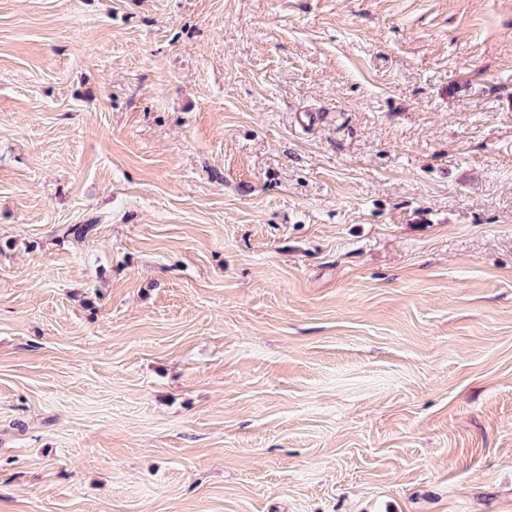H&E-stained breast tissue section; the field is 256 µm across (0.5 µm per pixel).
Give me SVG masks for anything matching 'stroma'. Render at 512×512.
I'll list each match as a JSON object with an SVG mask.
<instances>
[{
  "instance_id": "35a3bbf8",
  "label": "stroma",
  "mask_w": 512,
  "mask_h": 512,
  "mask_svg": "<svg viewBox=\"0 0 512 512\" xmlns=\"http://www.w3.org/2000/svg\"><path fill=\"white\" fill-rule=\"evenodd\" d=\"M0 512H512V0H0Z\"/></svg>"
}]
</instances>
